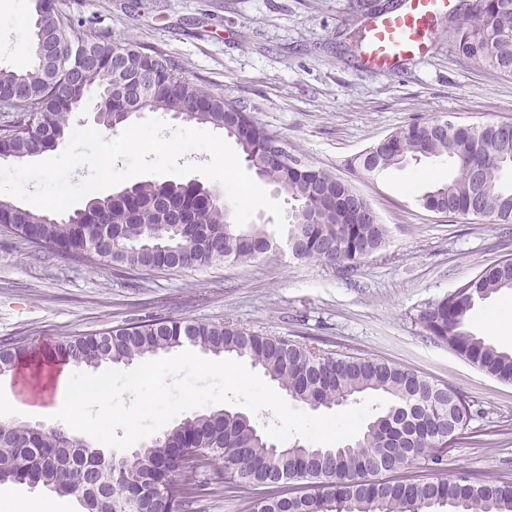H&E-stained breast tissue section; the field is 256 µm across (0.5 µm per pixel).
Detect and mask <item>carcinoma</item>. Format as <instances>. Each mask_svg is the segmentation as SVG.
Masks as SVG:
<instances>
[{
    "mask_svg": "<svg viewBox=\"0 0 512 512\" xmlns=\"http://www.w3.org/2000/svg\"><path fill=\"white\" fill-rule=\"evenodd\" d=\"M39 24L30 48L32 68L0 70V159L22 161L52 150L69 134V121L92 93L97 124L110 130L127 114L167 112L208 124L235 139L245 160L297 207L285 245L297 259H315L348 271L384 245L386 225L370 216L367 200L348 181L307 163H286L270 151L278 137L238 101L192 81L158 49L88 34L64 14L58 0H35ZM467 58L512 75V0H473L453 29ZM125 69L112 76V58ZM89 59L79 79L63 89V62ZM448 161L452 176L420 196L430 212L473 215L512 224V133L501 123L444 130L438 121L411 123L358 155L352 171L371 176L410 161ZM0 225L33 250H51L79 262L127 273L245 263L278 242L263 228L228 221L224 195L199 182L139 181L121 195L96 196L57 216L0 199ZM512 289V258L483 267L473 278L420 312L433 338L480 371L512 382V353L466 329L478 302ZM189 344L206 354L245 359L291 399L331 408L372 396L388 407L355 438L334 447L294 441L286 447L251 419L227 409L196 411L132 450L118 469L101 468V451L65 430L0 425V481H36L58 489L83 478L92 499L86 512H115L114 505L156 486L164 506L154 512H190L198 498L227 480L247 495L249 512H512V482L446 475L448 428L462 431L471 416L467 398L447 383L394 362L339 353L228 322L183 317L128 321L102 332L74 336L54 348L57 358L97 368ZM28 349L0 344V373ZM389 479L378 478L377 464ZM422 466L424 473L411 469Z\"/></svg>",
    "mask_w": 512,
    "mask_h": 512,
    "instance_id": "obj_1",
    "label": "carcinoma"
}]
</instances>
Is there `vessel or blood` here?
Masks as SVG:
<instances>
[{
    "instance_id": "obj_1",
    "label": "vessel or blood",
    "mask_w": 512,
    "mask_h": 512,
    "mask_svg": "<svg viewBox=\"0 0 512 512\" xmlns=\"http://www.w3.org/2000/svg\"><path fill=\"white\" fill-rule=\"evenodd\" d=\"M453 9L454 0H400L396 9L359 21L361 65L394 74L407 60L424 57L437 36L436 18Z\"/></svg>"
}]
</instances>
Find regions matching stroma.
<instances>
[{
    "label": "stroma",
    "mask_w": 512,
    "mask_h": 512,
    "mask_svg": "<svg viewBox=\"0 0 512 512\" xmlns=\"http://www.w3.org/2000/svg\"><path fill=\"white\" fill-rule=\"evenodd\" d=\"M89 32L106 30L173 57L197 84L241 102L302 161L352 182L389 230L385 247L350 272L287 249L244 264L131 276L32 252L0 231V342L44 353L71 336L134 318L229 321L323 351L388 359L448 383L472 403V418L448 450L447 471L512 480V384L478 370L433 339L420 312L512 258V224L472 215L444 217L419 196L447 182L435 160L357 177L348 162L410 123H512V76L463 56L440 17L425 59L393 75L361 67L347 38L365 14L357 0H62ZM35 0H0V68L32 58L19 42ZM499 329H492L488 316ZM470 329L512 351V290L480 303ZM24 498L42 512H84L72 496L11 480L0 499Z\"/></svg>",
    "instance_id": "obj_1"
}]
</instances>
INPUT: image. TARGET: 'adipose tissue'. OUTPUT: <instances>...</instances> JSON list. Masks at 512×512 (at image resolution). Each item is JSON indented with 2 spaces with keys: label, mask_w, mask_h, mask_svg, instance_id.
Masks as SVG:
<instances>
[{
  "label": "adipose tissue",
  "mask_w": 512,
  "mask_h": 512,
  "mask_svg": "<svg viewBox=\"0 0 512 512\" xmlns=\"http://www.w3.org/2000/svg\"><path fill=\"white\" fill-rule=\"evenodd\" d=\"M112 378L107 374L86 376L75 379L73 367L65 360L56 361L53 372L48 378L47 389L62 397L68 415L77 417L84 413L87 406L109 394Z\"/></svg>",
  "instance_id": "1"
}]
</instances>
